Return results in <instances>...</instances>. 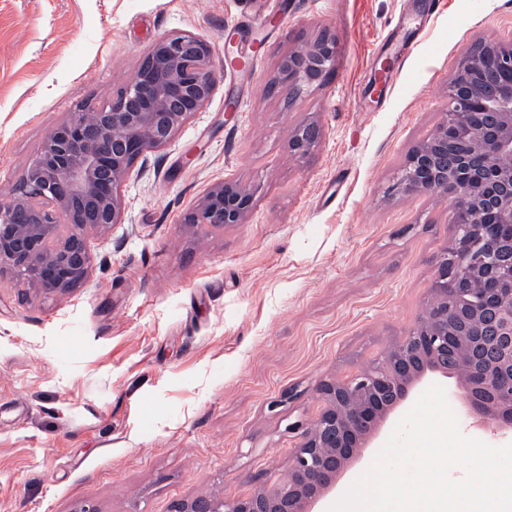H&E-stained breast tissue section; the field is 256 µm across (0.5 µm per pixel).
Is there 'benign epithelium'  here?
Wrapping results in <instances>:
<instances>
[{
	"label": "benign epithelium",
	"mask_w": 512,
	"mask_h": 512,
	"mask_svg": "<svg viewBox=\"0 0 512 512\" xmlns=\"http://www.w3.org/2000/svg\"><path fill=\"white\" fill-rule=\"evenodd\" d=\"M483 51L512 71V38L478 40L448 83L444 118L407 153L391 186L399 195H435L466 217L450 250L434 259L421 317L359 373L319 381L317 416L288 425L296 442L283 479L243 497L216 489L178 499L169 512H314L430 375L457 379L476 422L496 437L512 436V81L467 82ZM336 58V36L326 31L281 57L270 88L287 98L318 87ZM217 83L209 42L189 32L162 36L110 102L53 126L11 200L0 203V281L23 282L25 300L82 287L91 271L90 237L120 222L122 185L135 165L165 148ZM452 125L466 136L449 140ZM321 137L317 120L299 123L288 137L290 154L305 159ZM258 193L255 185L218 183L181 223L243 224Z\"/></svg>",
	"instance_id": "benign-epithelium-1"
}]
</instances>
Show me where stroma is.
I'll list each match as a JSON object with an SVG mask.
<instances>
[{
  "mask_svg": "<svg viewBox=\"0 0 512 512\" xmlns=\"http://www.w3.org/2000/svg\"><path fill=\"white\" fill-rule=\"evenodd\" d=\"M0 0V202L49 129L111 100L161 36L211 43L212 99L122 187L120 224L90 240L87 284L20 302L0 284V512H169L278 480L319 380L354 374L419 316L453 209L387 192L442 119L479 37L512 36V0ZM335 34L338 57L293 105L281 56ZM252 71L224 65L227 35ZM323 136L303 161L298 123ZM260 185L245 223L183 226L212 185ZM322 137V127L315 119H309L295 126L288 137V149L297 160L302 161L314 150Z\"/></svg>",
  "mask_w": 512,
  "mask_h": 512,
  "instance_id": "obj_1",
  "label": "stroma"
}]
</instances>
